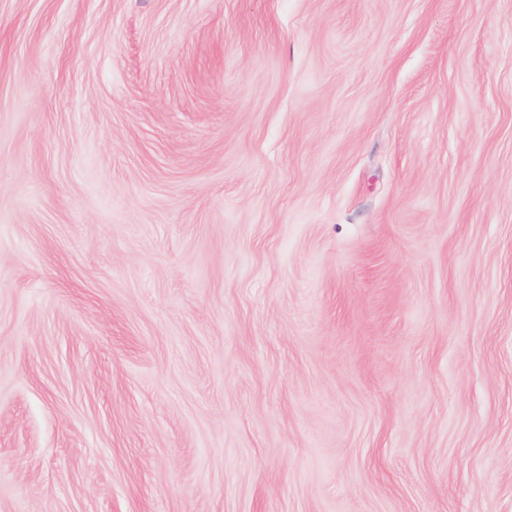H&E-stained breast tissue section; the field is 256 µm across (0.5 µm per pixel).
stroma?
Segmentation results:
<instances>
[{"mask_svg":"<svg viewBox=\"0 0 512 512\" xmlns=\"http://www.w3.org/2000/svg\"><path fill=\"white\" fill-rule=\"evenodd\" d=\"M0 512H512V0H0Z\"/></svg>","mask_w":512,"mask_h":512,"instance_id":"1","label":"stroma"}]
</instances>
